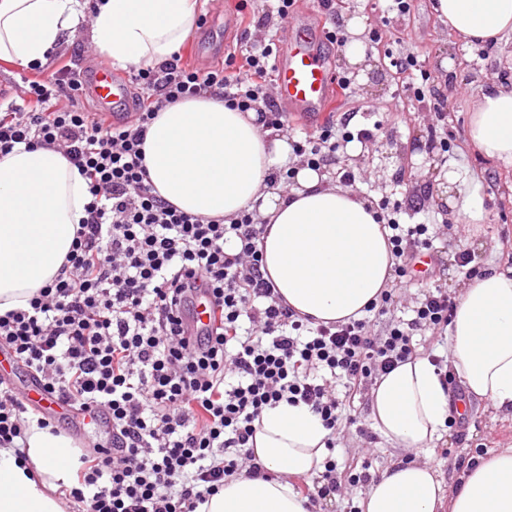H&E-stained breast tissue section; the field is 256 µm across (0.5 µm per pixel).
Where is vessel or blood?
I'll return each instance as SVG.
<instances>
[{
  "label": "vessel or blood",
  "mask_w": 512,
  "mask_h": 512,
  "mask_svg": "<svg viewBox=\"0 0 512 512\" xmlns=\"http://www.w3.org/2000/svg\"><path fill=\"white\" fill-rule=\"evenodd\" d=\"M85 92L102 113L131 106V86L110 64L96 65L83 77ZM274 84L280 101L288 103L298 119L309 113L331 109L336 89V72L317 53L305 31L283 39L277 50Z\"/></svg>",
  "instance_id": "vessel-or-blood-1"
}]
</instances>
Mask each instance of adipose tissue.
Returning a JSON list of instances; mask_svg holds the SVG:
<instances>
[{
	"label": "adipose tissue",
	"instance_id": "1",
	"mask_svg": "<svg viewBox=\"0 0 512 512\" xmlns=\"http://www.w3.org/2000/svg\"><path fill=\"white\" fill-rule=\"evenodd\" d=\"M450 33L464 40L512 35V0H434ZM82 0H0V61L46 62L75 31ZM198 0H100L90 37L104 59L127 67L168 60L195 30ZM210 95L160 111L144 140L148 180L178 209L204 218L256 211L268 230L261 270L296 312L318 323L361 318L390 281L393 257L371 202L304 168L281 193L271 173L287 162L285 139ZM470 142L512 166V87L493 84L470 116ZM87 183L62 152L20 143L0 154V315L27 308L71 249ZM448 367L467 394L512 414V266L479 270L451 324ZM451 393L438 369L416 357L371 391L375 430L397 448L421 450L442 436ZM260 474H240L196 512H311L291 483L313 476L328 454V430L305 404L280 403L255 422ZM82 451L61 432L31 426L26 448L0 447V512H67L61 487L76 485ZM363 512H512V448L445 487L428 463H391L360 502Z\"/></svg>",
	"mask_w": 512,
	"mask_h": 512
}]
</instances>
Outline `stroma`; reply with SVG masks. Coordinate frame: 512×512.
I'll use <instances>...</instances> for the list:
<instances>
[{
	"label": "stroma",
	"instance_id": "1",
	"mask_svg": "<svg viewBox=\"0 0 512 512\" xmlns=\"http://www.w3.org/2000/svg\"><path fill=\"white\" fill-rule=\"evenodd\" d=\"M239 0H199L200 13H220L224 20L208 31L194 30V37L228 51L237 43H263L268 29L255 23L240 27L235 9ZM390 0H335L332 14H325L316 0H296L289 24L304 25L313 14L310 29L317 49L336 72L352 78L347 92H336L330 114L340 118L352 113L351 130L376 128L368 145L359 141L341 143L324 172L339 182L343 170L357 176L353 193L374 205L414 201L419 210L400 215L404 224H436L440 234L433 242L437 263L427 279L411 280L397 306L381 316V323L408 320L427 284H438L452 296H460L467 284L465 269L479 270L490 264L512 265V167L482 156L468 138L469 114L483 89L491 84L512 86V41L481 44L461 40L432 10L431 0H412L409 14L389 12ZM344 28V43L325 39L331 25ZM382 30L380 41L369 38L371 30ZM361 41L367 64L359 68L349 62L346 43ZM415 54L429 74L424 97L404 92L409 73L398 71L393 58ZM100 57L92 45L89 24H82L50 54L43 71L0 62V92L12 94L25 80L69 70L85 72ZM437 133L448 142L447 150H430L428 136ZM467 174V188L477 194L485 219L469 224L464 219V195L448 197L444 191L451 170ZM467 267H460V255ZM360 428H344L335 435L334 455L338 465L368 462L372 477L397 460L414 459L437 468L446 483H454L469 462L485 461L505 448H512V418L497 414L491 405L474 403L464 412L461 425L445 429L435 448L413 453L393 448L381 437L366 438ZM454 448L457 462L436 456V448Z\"/></svg>",
	"mask_w": 512,
	"mask_h": 512
}]
</instances>
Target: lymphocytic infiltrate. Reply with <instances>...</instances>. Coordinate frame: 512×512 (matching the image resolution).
<instances>
[{
	"mask_svg": "<svg viewBox=\"0 0 512 512\" xmlns=\"http://www.w3.org/2000/svg\"><path fill=\"white\" fill-rule=\"evenodd\" d=\"M275 42L229 53L223 65L190 67L180 57L133 73L147 97L133 122L102 113L51 110L53 99H78L74 72L25 82L20 104L0 113V153L15 144L62 150L86 177L91 200L63 269L28 301L0 316V348L29 369L36 383L104 439L84 454L78 483L61 488L71 512H196L225 477L254 463V422L280 402L304 403L326 428L342 422L336 385L364 394L382 374L414 357L415 330L450 324L456 300L428 287L409 322L373 320L410 280L417 256L435 236L425 224H400L394 205L386 225L395 259L393 287L367 317L311 326L284 304L262 271L266 232L256 213L231 222L179 210L147 183L143 145L159 111L212 94L265 129L286 115L267 95ZM350 116L295 143L303 166L321 169L337 141H369L350 130ZM210 292L215 328L191 332L194 299ZM248 318L249 332L240 320ZM328 371L316 381L313 370ZM52 417L30 407L0 378V447H13L30 424Z\"/></svg>",
	"mask_w": 512,
	"mask_h": 512,
	"instance_id": "obj_1",
	"label": "lymphocytic infiltrate"
}]
</instances>
